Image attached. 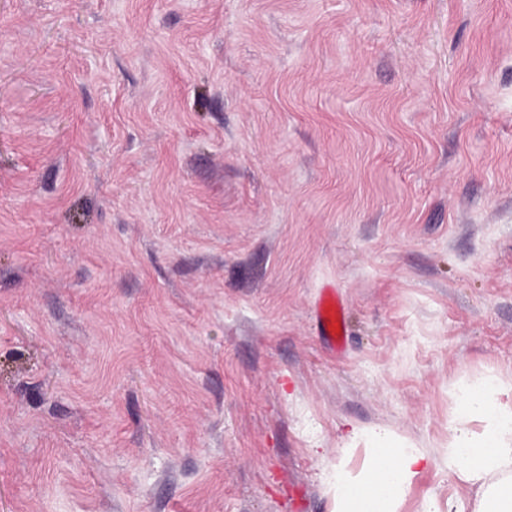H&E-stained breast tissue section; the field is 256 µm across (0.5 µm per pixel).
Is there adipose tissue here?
<instances>
[{"label":"adipose tissue","instance_id":"ef3b65f1","mask_svg":"<svg viewBox=\"0 0 512 512\" xmlns=\"http://www.w3.org/2000/svg\"><path fill=\"white\" fill-rule=\"evenodd\" d=\"M507 392L494 376L462 385L460 410L448 423V469L473 490L472 512H512V401ZM475 420L482 422V433L471 431ZM352 436L368 439L371 448L358 473L342 462L333 466L337 512H397L403 494L428 465V454L395 446L384 432L356 429Z\"/></svg>","mask_w":512,"mask_h":512}]
</instances>
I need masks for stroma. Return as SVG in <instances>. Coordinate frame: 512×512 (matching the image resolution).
Instances as JSON below:
<instances>
[{
	"mask_svg": "<svg viewBox=\"0 0 512 512\" xmlns=\"http://www.w3.org/2000/svg\"><path fill=\"white\" fill-rule=\"evenodd\" d=\"M488 376L512 0H0V512H336L356 428L448 512Z\"/></svg>",
	"mask_w": 512,
	"mask_h": 512,
	"instance_id": "1",
	"label": "stroma"
}]
</instances>
